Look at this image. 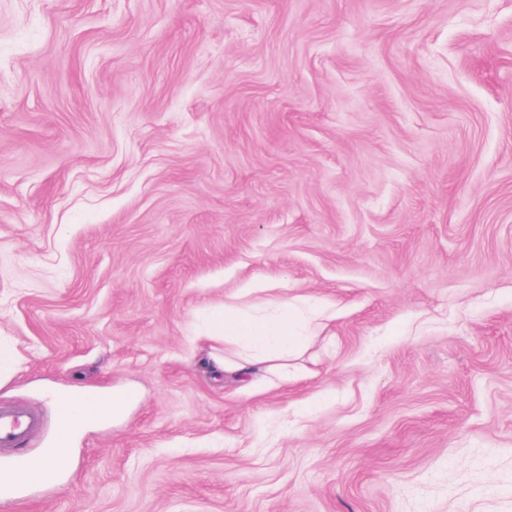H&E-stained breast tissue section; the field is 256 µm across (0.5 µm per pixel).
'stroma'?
I'll use <instances>...</instances> for the list:
<instances>
[{
    "label": "stroma",
    "instance_id": "obj_1",
    "mask_svg": "<svg viewBox=\"0 0 512 512\" xmlns=\"http://www.w3.org/2000/svg\"><path fill=\"white\" fill-rule=\"evenodd\" d=\"M0 346L18 454L133 392L0 512H512V0H0ZM278 306V313L260 315L257 299H232L213 312L212 322L224 338V356L215 359L219 371H233L239 377L252 372L257 364H266L267 371L288 367V355L303 344L306 336L292 332V301H280ZM128 398H129L128 394L112 393V403L106 402V403L100 404L94 408H90L88 406V401L85 399L82 392L79 390H74L71 393L58 398V404L59 403L66 404L68 406V408L76 416H78L80 418V422L76 426V427H78L82 424H85V423L91 421V420L98 419L100 416H102L104 414L112 413V405H114V407L118 406L123 401L127 400ZM39 424L22 406L0 407V449L15 448Z\"/></svg>",
    "mask_w": 512,
    "mask_h": 512
}]
</instances>
